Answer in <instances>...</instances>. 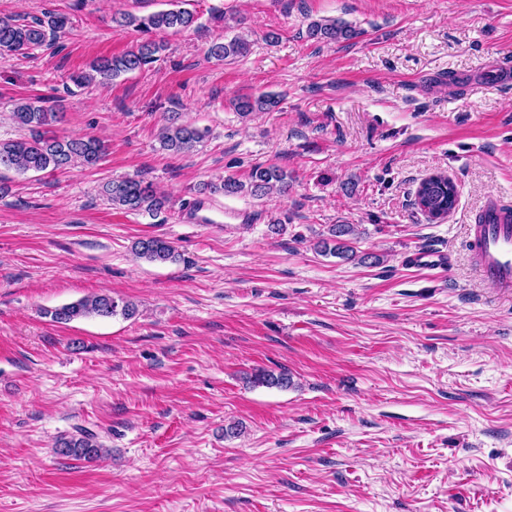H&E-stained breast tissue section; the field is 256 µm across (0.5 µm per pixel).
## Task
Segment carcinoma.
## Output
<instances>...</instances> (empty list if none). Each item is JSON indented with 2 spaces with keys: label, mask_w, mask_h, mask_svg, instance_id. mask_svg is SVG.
<instances>
[{
  "label": "carcinoma",
  "mask_w": 512,
  "mask_h": 512,
  "mask_svg": "<svg viewBox=\"0 0 512 512\" xmlns=\"http://www.w3.org/2000/svg\"><path fill=\"white\" fill-rule=\"evenodd\" d=\"M195 14L187 9H168L145 16L119 14L112 17V23L121 28L132 27L146 35L136 47L120 55L99 57L89 63L87 68L72 76L77 85H90L98 82L110 83L124 75L138 71L150 63L156 62L167 50V44L155 39V35L168 31H180L194 27ZM69 18L65 15H48L31 24H21L11 15L0 14V52L26 54L28 51L45 44L47 38L67 28ZM361 31L352 25L336 19H320L308 25V37L318 41L341 42L358 37ZM249 50V43L239 37L229 41L215 42L208 50L209 55L218 61H232ZM236 111L243 115L253 112H269L278 106V100L270 94L242 96L233 101ZM14 122L28 130L29 136L18 140L0 141V170H13L20 174L28 172L55 173L80 165L95 168L104 160L108 146L93 136H59L53 130L61 121L62 115L43 105L40 98L24 100L16 105L12 112ZM208 130L199 129L190 124H182L179 117L172 116L168 125L159 133L161 149L174 154H184L193 150L203 141ZM448 175L437 173V181L423 178L415 192L414 205L427 214V210L441 209L448 205ZM288 172L276 165H256L250 175V183L228 177L220 183L203 185V190L213 194L235 195L250 191L253 195L278 191L288 193ZM102 192L112 205L127 211L146 212L150 215L161 210L168 202L153 183L143 179H113L103 184ZM351 224H333L330 235L336 245L329 246L324 240L317 243L316 249L323 255L338 258H350L353 249L344 237L355 235ZM137 256L151 263H168L176 260L178 253L172 242L161 237L140 238L134 243ZM136 307L129 303H120L112 296L99 294L84 298L78 302L66 304L49 311L51 319L59 324H67L82 317H112L121 314L131 317ZM249 382L266 387L287 388L292 378L287 371L278 373L259 370L249 377ZM53 453L74 460H97L108 453L99 441L97 434L79 428L71 435L60 436L52 446Z\"/></svg>",
  "instance_id": "obj_1"
}]
</instances>
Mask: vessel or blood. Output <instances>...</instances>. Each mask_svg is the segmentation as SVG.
I'll return each mask as SVG.
<instances>
[{
  "mask_svg": "<svg viewBox=\"0 0 512 512\" xmlns=\"http://www.w3.org/2000/svg\"><path fill=\"white\" fill-rule=\"evenodd\" d=\"M471 233L474 264L481 278L500 292L512 291V214L499 200H490Z\"/></svg>",
  "mask_w": 512,
  "mask_h": 512,
  "instance_id": "1",
  "label": "vessel or blood"
}]
</instances>
